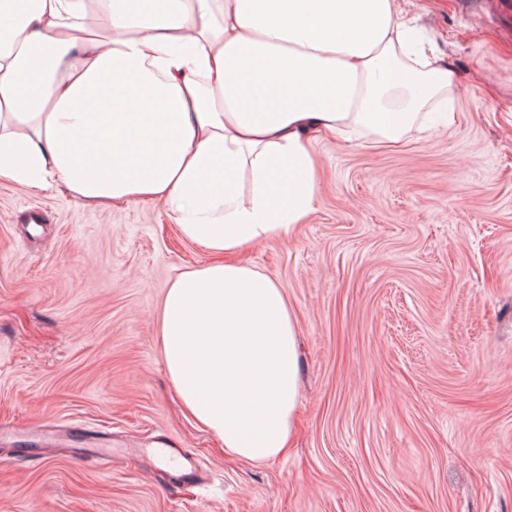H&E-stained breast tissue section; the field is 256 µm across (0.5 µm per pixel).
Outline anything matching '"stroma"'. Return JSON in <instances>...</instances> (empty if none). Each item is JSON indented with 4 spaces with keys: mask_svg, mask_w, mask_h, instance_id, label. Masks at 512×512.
Wrapping results in <instances>:
<instances>
[{
    "mask_svg": "<svg viewBox=\"0 0 512 512\" xmlns=\"http://www.w3.org/2000/svg\"><path fill=\"white\" fill-rule=\"evenodd\" d=\"M398 6L452 62L454 123L318 141L312 214L239 255L296 319L274 459L228 454L175 395L162 301L209 256L163 204L0 182V512H512V34L484 0Z\"/></svg>",
    "mask_w": 512,
    "mask_h": 512,
    "instance_id": "stroma-1",
    "label": "stroma"
}]
</instances>
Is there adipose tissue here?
Listing matches in <instances>:
<instances>
[{
  "instance_id": "ef3b65f1",
  "label": "adipose tissue",
  "mask_w": 512,
  "mask_h": 512,
  "mask_svg": "<svg viewBox=\"0 0 512 512\" xmlns=\"http://www.w3.org/2000/svg\"><path fill=\"white\" fill-rule=\"evenodd\" d=\"M452 74L395 0H0V181L166 206L212 256L163 300L167 372L229 452L267 461L293 430L297 328L234 256L314 211L315 133L445 131Z\"/></svg>"
}]
</instances>
